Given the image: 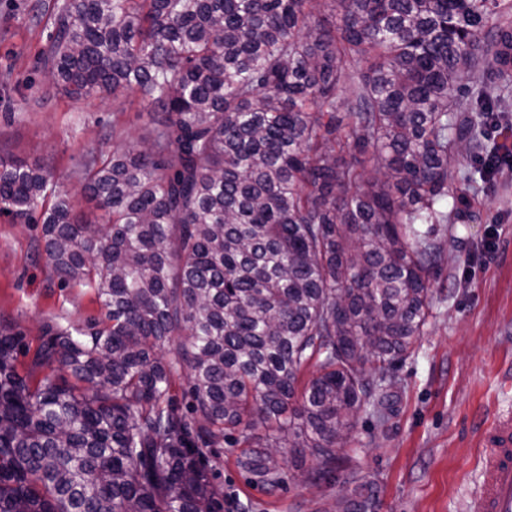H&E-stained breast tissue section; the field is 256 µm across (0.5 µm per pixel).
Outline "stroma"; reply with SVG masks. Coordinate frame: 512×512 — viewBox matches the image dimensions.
<instances>
[{"label": "stroma", "mask_w": 512, "mask_h": 512, "mask_svg": "<svg viewBox=\"0 0 512 512\" xmlns=\"http://www.w3.org/2000/svg\"><path fill=\"white\" fill-rule=\"evenodd\" d=\"M35 0H0V152L47 166L77 210L92 214L77 162L111 150L112 125L143 133L138 105L111 98L73 103L45 76L37 58L45 25L29 21ZM458 199L437 225L441 261L423 336L399 363L386 423L360 410L336 468L316 479L287 482L275 493L249 482L236 451L218 449L211 476L224 488L223 512H467L479 472V435L494 414L512 410V182L489 181L474 152L450 164ZM39 228L0 216V319L36 350L46 324L98 315L92 295L61 287ZM493 242L490 259L481 250Z\"/></svg>", "instance_id": "obj_1"}]
</instances>
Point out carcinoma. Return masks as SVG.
Returning a JSON list of instances; mask_svg holds the SVG:
<instances>
[{"label": "carcinoma", "instance_id": "1", "mask_svg": "<svg viewBox=\"0 0 512 512\" xmlns=\"http://www.w3.org/2000/svg\"><path fill=\"white\" fill-rule=\"evenodd\" d=\"M494 0H40L42 69L147 117L78 163L90 222L44 166L0 155V215L41 225L101 314L48 324L30 363L0 320V512H222L209 454L270 492L336 467L387 418L427 325L453 146L512 99ZM492 84H462L483 50ZM371 365L373 373L364 370ZM186 377L182 408L176 380Z\"/></svg>", "mask_w": 512, "mask_h": 512}]
</instances>
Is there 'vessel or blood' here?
<instances>
[{
  "label": "vessel or blood",
  "mask_w": 512,
  "mask_h": 512,
  "mask_svg": "<svg viewBox=\"0 0 512 512\" xmlns=\"http://www.w3.org/2000/svg\"><path fill=\"white\" fill-rule=\"evenodd\" d=\"M483 470L469 512H512V416L498 417L483 433Z\"/></svg>",
  "instance_id": "b4317fda"
}]
</instances>
